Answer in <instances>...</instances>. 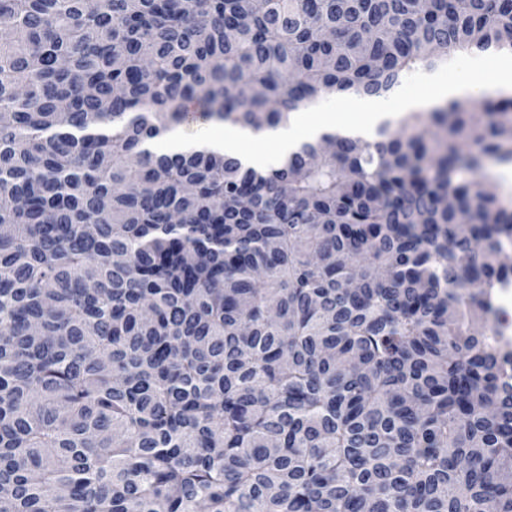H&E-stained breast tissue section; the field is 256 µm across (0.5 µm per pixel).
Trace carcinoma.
<instances>
[{"mask_svg":"<svg viewBox=\"0 0 512 512\" xmlns=\"http://www.w3.org/2000/svg\"><path fill=\"white\" fill-rule=\"evenodd\" d=\"M0 32V512H512V95L267 171L145 148L512 53V0H0Z\"/></svg>","mask_w":512,"mask_h":512,"instance_id":"cac0c4a2","label":"carcinoma"}]
</instances>
